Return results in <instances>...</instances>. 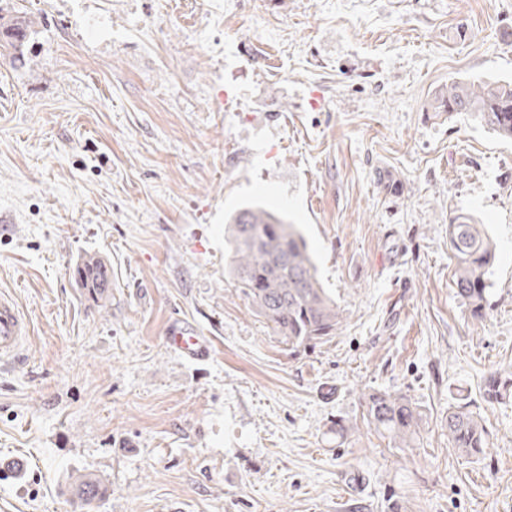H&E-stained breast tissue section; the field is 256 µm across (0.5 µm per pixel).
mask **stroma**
Listing matches in <instances>:
<instances>
[{
  "instance_id": "35a3bbf8",
  "label": "stroma",
  "mask_w": 512,
  "mask_h": 512,
  "mask_svg": "<svg viewBox=\"0 0 512 512\" xmlns=\"http://www.w3.org/2000/svg\"><path fill=\"white\" fill-rule=\"evenodd\" d=\"M6 3L38 36L31 63L0 56V292L31 324L0 361V512H512V398L481 397L512 370V140L428 109L512 80V0ZM245 201L302 225L330 341L290 353L228 276ZM462 213L497 245L480 321L452 291ZM93 252L99 301L74 277ZM175 322L207 359L166 346ZM374 390L421 406L413 447L367 427ZM460 401L477 462L448 443ZM448 443L460 455L479 461L488 448V431L483 418L467 402L448 407ZM74 490L77 497L87 506L101 499L106 493V488L91 475L78 476L74 481Z\"/></svg>"
}]
</instances>
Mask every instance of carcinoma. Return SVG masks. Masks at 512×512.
I'll use <instances>...</instances> for the list:
<instances>
[{
	"instance_id": "cac0c4a2",
	"label": "carcinoma",
	"mask_w": 512,
	"mask_h": 512,
	"mask_svg": "<svg viewBox=\"0 0 512 512\" xmlns=\"http://www.w3.org/2000/svg\"><path fill=\"white\" fill-rule=\"evenodd\" d=\"M35 22L26 16L0 15V47L14 64L33 60ZM431 108L453 116L471 112L489 130L512 139V81L452 79L439 89ZM230 262L228 271L235 287L248 300L288 350L301 353L336 336L344 317L340 307L318 277L314 256L300 225L260 202H246L227 218ZM448 240L455 261V296L469 316L481 320L492 296L490 279L496 245L484 225L460 214L448 225ZM105 261L86 254L76 266L78 286L92 300L105 294ZM512 393V370L496 372L485 379L483 398L498 403ZM368 427L394 448L410 445L423 424L420 407L403 395L372 392L364 397ZM448 443L460 455L480 460L488 447L483 418L467 402L448 407ZM77 497L87 506L101 499L106 488L91 475L74 481Z\"/></svg>"
}]
</instances>
